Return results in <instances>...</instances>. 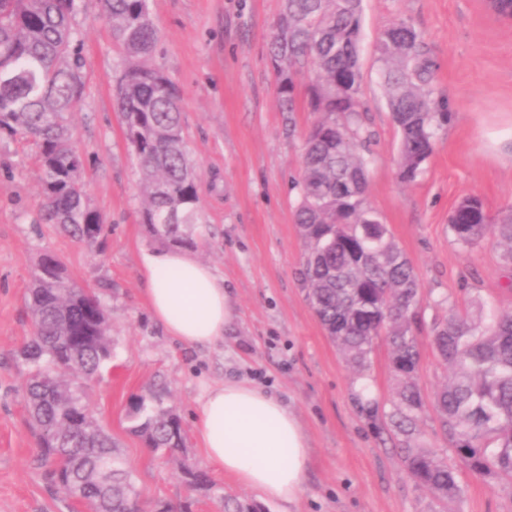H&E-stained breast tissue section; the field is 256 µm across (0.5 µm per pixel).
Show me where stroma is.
<instances>
[{"instance_id":"1","label":"stroma","mask_w":512,"mask_h":512,"mask_svg":"<svg viewBox=\"0 0 512 512\" xmlns=\"http://www.w3.org/2000/svg\"><path fill=\"white\" fill-rule=\"evenodd\" d=\"M281 7L282 0H151L160 30L154 63L181 91L199 180L203 222L194 254L223 275L233 307L214 347L178 344L144 302L140 258L157 244L141 222L138 164L113 99L122 58L98 0H83L77 17L86 92L70 121L84 153L88 202L110 228L104 252L57 225L35 223L43 197L34 149L21 139L0 140V512H87L52 485L25 408L27 367L18 351L32 331L27 291L46 249L78 285L99 292L109 311L113 358L88 383L86 397L115 439L146 512H219L223 496L240 512H280L224 476H215L214 491L190 489L183 468L206 467L194 433L167 455L127 430L132 401L155 393L192 425L203 387L224 380L281 398L302 425L310 459L291 512H512V477L477 475L460 464L430 407L416 443L456 465L462 494L442 503L415 486L387 418L396 385L388 344L378 342L369 370L357 374L306 298L291 182L312 117L278 107L268 43ZM399 18L421 33L436 63L435 94L452 114L410 184L395 175L399 137L375 51L379 32ZM360 60L368 107L361 120L374 135L369 201L428 295L424 325L444 318L453 302L473 314L490 306L512 311V264L503 248L487 239L462 249L448 229L464 195H479L493 215L512 207V22L485 0H363ZM369 401L376 416L363 409Z\"/></svg>"}]
</instances>
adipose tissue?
Wrapping results in <instances>:
<instances>
[{"label":"adipose tissue","instance_id":"1","mask_svg":"<svg viewBox=\"0 0 512 512\" xmlns=\"http://www.w3.org/2000/svg\"><path fill=\"white\" fill-rule=\"evenodd\" d=\"M154 320L176 342L205 348L222 340L232 318L224 280L191 253H146L140 267ZM193 430L208 465L253 489L266 502L300 497L310 444L294 413L278 398L243 382L206 385Z\"/></svg>","mask_w":512,"mask_h":512}]
</instances>
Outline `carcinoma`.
Wrapping results in <instances>:
<instances>
[{
	"label": "carcinoma",
	"mask_w": 512,
	"mask_h": 512,
	"mask_svg": "<svg viewBox=\"0 0 512 512\" xmlns=\"http://www.w3.org/2000/svg\"><path fill=\"white\" fill-rule=\"evenodd\" d=\"M100 6L124 55L115 100L141 172L142 223L162 246L192 247L193 228L201 223L198 181L179 91L152 62L160 36L149 0H100ZM78 11V0H0V138L19 137L35 147L43 194L38 222L99 249L107 226L87 203L84 156L68 121L85 90ZM362 28V0H283L272 27L281 111H298L297 76L307 65L312 70L303 109L314 121L302 142L301 175L292 181L294 222L305 243L298 275L319 321L357 374L368 369L376 341L385 338L398 381L388 418L403 436L404 465L418 488L454 499L461 493L454 470L433 450L412 444L426 408L418 380L426 297L413 264L368 199L370 134L359 119ZM377 61L400 137L397 176L408 183L451 113L434 99V62L409 22L381 31ZM449 229L464 249L496 239L512 262V208L493 218L479 197L468 195L450 214ZM28 310L33 333L20 349L29 367L27 410L52 483L103 512L97 473L110 463L112 512H143L131 472L114 456L112 435L95 419L89 426L77 419L89 406L74 385L112 360L106 309L47 252L32 275ZM427 336L450 372L432 397L445 437L472 472L512 477V314L494 309L474 321L453 307ZM129 432L168 454L185 442L181 419L141 398L131 405Z\"/></svg>",
	"instance_id": "cac0c4a2"
}]
</instances>
